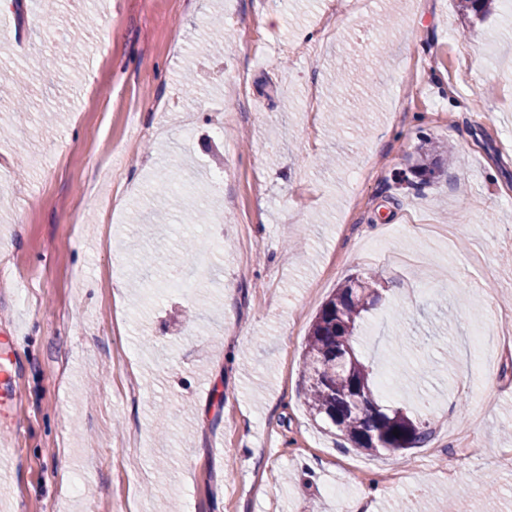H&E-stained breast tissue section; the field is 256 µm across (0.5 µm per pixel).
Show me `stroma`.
Here are the masks:
<instances>
[{"label":"stroma","instance_id":"obj_1","mask_svg":"<svg viewBox=\"0 0 512 512\" xmlns=\"http://www.w3.org/2000/svg\"><path fill=\"white\" fill-rule=\"evenodd\" d=\"M332 2L0 7V512H512V338L470 342L512 326V9ZM365 272L358 346L430 451L307 409L306 337Z\"/></svg>","mask_w":512,"mask_h":512}]
</instances>
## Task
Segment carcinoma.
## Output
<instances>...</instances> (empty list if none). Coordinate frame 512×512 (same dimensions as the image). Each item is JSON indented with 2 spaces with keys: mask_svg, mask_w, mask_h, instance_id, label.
Masks as SVG:
<instances>
[{
  "mask_svg": "<svg viewBox=\"0 0 512 512\" xmlns=\"http://www.w3.org/2000/svg\"><path fill=\"white\" fill-rule=\"evenodd\" d=\"M494 0H457L464 15L480 19ZM375 276L349 278L321 307L305 345L303 373L310 415L330 423L348 443L370 454L401 455L429 441L426 421L374 399V371L354 344L366 314L381 301ZM398 434H393V431Z\"/></svg>",
  "mask_w": 512,
  "mask_h": 512,
  "instance_id": "obj_1",
  "label": "carcinoma"
}]
</instances>
